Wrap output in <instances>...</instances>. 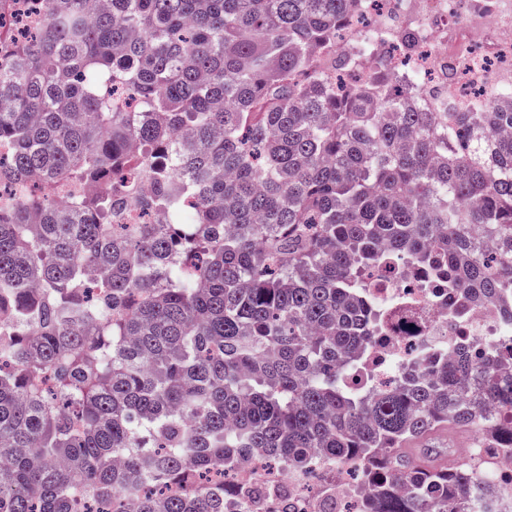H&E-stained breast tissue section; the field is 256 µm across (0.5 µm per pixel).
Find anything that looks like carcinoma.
<instances>
[{"label": "carcinoma", "mask_w": 512, "mask_h": 512, "mask_svg": "<svg viewBox=\"0 0 512 512\" xmlns=\"http://www.w3.org/2000/svg\"><path fill=\"white\" fill-rule=\"evenodd\" d=\"M43 2L0 40V192L33 186L0 206V512H225L258 452L360 460L363 512H471L487 468L406 443L512 453V356L369 390L362 279L404 262L512 321V108L425 112L334 56L356 0Z\"/></svg>", "instance_id": "cac0c4a2"}]
</instances>
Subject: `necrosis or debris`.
<instances>
[{
  "label": "necrosis or debris",
  "instance_id": "obj_1",
  "mask_svg": "<svg viewBox=\"0 0 512 512\" xmlns=\"http://www.w3.org/2000/svg\"><path fill=\"white\" fill-rule=\"evenodd\" d=\"M399 28L413 33L414 52L400 50ZM336 49L383 62L399 75L403 94L432 110L457 105L483 112L491 93L512 86V0H359ZM365 284L393 316L363 362L376 381L396 379L424 345L453 351L488 342L498 351L512 350V323L493 305L454 312L449 288L432 290L404 268L369 271ZM226 473L240 491L228 499L226 512H325L329 505L353 512L365 497L364 481L330 461L317 462L308 473L288 468L263 478L250 464Z\"/></svg>",
  "mask_w": 512,
  "mask_h": 512
}]
</instances>
